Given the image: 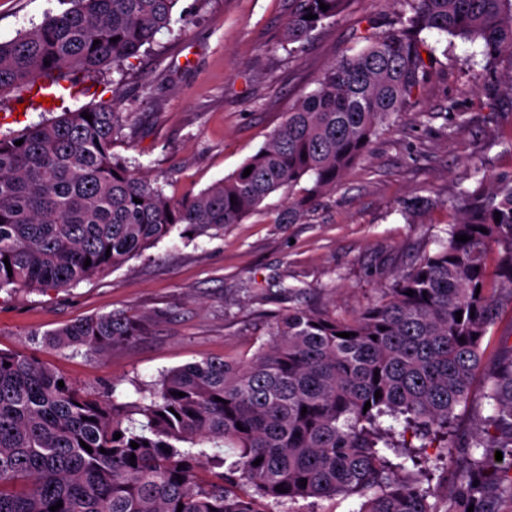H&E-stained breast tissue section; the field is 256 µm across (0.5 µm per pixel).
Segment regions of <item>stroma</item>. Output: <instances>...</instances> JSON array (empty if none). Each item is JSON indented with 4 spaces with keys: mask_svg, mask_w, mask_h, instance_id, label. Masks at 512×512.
<instances>
[{
    "mask_svg": "<svg viewBox=\"0 0 512 512\" xmlns=\"http://www.w3.org/2000/svg\"><path fill=\"white\" fill-rule=\"evenodd\" d=\"M60 8L59 0H0V41ZM295 8V0H180L182 21L157 34L150 51L128 60L123 73L80 81L65 104L113 103L126 119L114 153L156 178L168 197H194L254 155L326 66L361 51L369 22L389 26L406 6L347 0L292 51L281 35ZM426 41L436 58L421 94L299 223H281L282 189L221 235L171 237L64 290H0V349L37 355L89 397L130 403L173 368L251 356L290 308L356 317L435 249L454 219L449 199L476 189L481 177L512 172V63L486 74L476 45L434 34ZM29 98L24 90L0 100V135L49 119L28 107ZM117 311L143 318L131 343L98 355L43 342L53 329ZM488 340L469 401L456 410L462 440L490 413L483 393L494 359L512 355L511 312ZM361 503L353 495L266 499L262 507L358 512Z\"/></svg>",
    "mask_w": 512,
    "mask_h": 512,
    "instance_id": "obj_1",
    "label": "stroma"
}]
</instances>
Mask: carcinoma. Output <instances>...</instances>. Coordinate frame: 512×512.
Segmentation results:
<instances>
[{
    "label": "carcinoma",
    "mask_w": 512,
    "mask_h": 512,
    "mask_svg": "<svg viewBox=\"0 0 512 512\" xmlns=\"http://www.w3.org/2000/svg\"><path fill=\"white\" fill-rule=\"evenodd\" d=\"M178 2L62 0L68 8L0 42V96L34 86L71 91L81 75L122 70L178 22ZM299 2L283 31L288 45L339 15L345 0ZM405 2L409 14L327 66L263 147L191 199L166 196L112 152L125 129L112 104L66 109L1 136L0 289L69 288L165 238L222 233L270 194L305 181L309 188L288 197L283 217L298 223L421 93L433 64L424 32L479 43L490 69L512 61V0ZM310 13L316 18L305 19ZM453 209L441 249L398 275L357 317L290 309L251 358L175 368L129 413L81 394L33 355L0 350V512H50L58 501L57 512H177L180 504L182 512H264L262 498L352 495L364 498L358 512H501L499 505L512 504V356L488 380L493 413L462 443L453 424L489 327L502 301L512 303V174L461 190ZM463 234L470 240H455ZM141 322L102 314L53 331L47 343L102 354L140 335ZM383 417L403 422L423 448L464 449L468 462L450 497L441 494L439 467L398 443ZM226 448L237 456L229 464ZM497 451L509 462L498 463ZM207 464L228 472L205 483ZM239 483L250 491L229 488ZM280 484L286 491L275 490Z\"/></svg>",
    "instance_id": "cac0c4a2"
}]
</instances>
